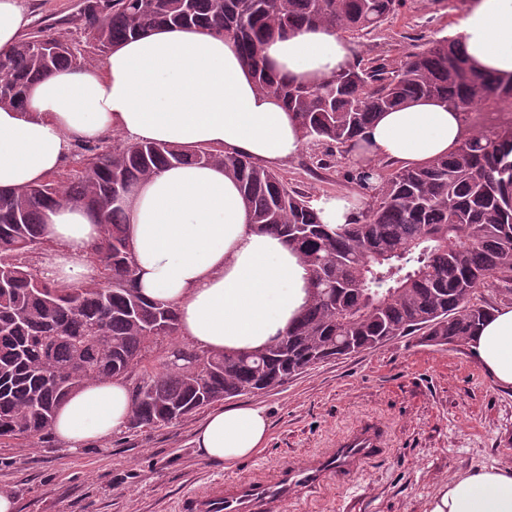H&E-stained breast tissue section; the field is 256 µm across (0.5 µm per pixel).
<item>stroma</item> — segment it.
<instances>
[{"mask_svg":"<svg viewBox=\"0 0 512 512\" xmlns=\"http://www.w3.org/2000/svg\"><path fill=\"white\" fill-rule=\"evenodd\" d=\"M456 0H406L368 32H345L363 60H400L428 41L456 35ZM305 149L276 171L288 186L324 198H358L345 175L354 161L336 154L317 168ZM259 407L270 422L261 448L233 463L203 459L195 443L207 413L178 423L123 430L74 452L49 437L32 447L0 444V492L14 512H180L183 501L226 479L271 475L285 462L330 447L356 422L389 431V448L364 470L341 478L287 512H427L462 474L512 467V390L472 359L468 343L432 346L401 336L384 346L313 366L284 385L232 398Z\"/></svg>","mask_w":512,"mask_h":512,"instance_id":"1","label":"stroma"}]
</instances>
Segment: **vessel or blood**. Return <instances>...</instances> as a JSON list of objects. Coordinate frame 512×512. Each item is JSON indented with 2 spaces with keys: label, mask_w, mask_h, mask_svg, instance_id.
<instances>
[{
  "label": "vessel or blood",
  "mask_w": 512,
  "mask_h": 512,
  "mask_svg": "<svg viewBox=\"0 0 512 512\" xmlns=\"http://www.w3.org/2000/svg\"><path fill=\"white\" fill-rule=\"evenodd\" d=\"M384 446V431L363 422L337 438L333 447L296 458L274 477L211 484L188 497L182 512H283L288 504L322 491L336 476L363 469Z\"/></svg>",
  "instance_id": "1"
}]
</instances>
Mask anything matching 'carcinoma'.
Instances as JSON below:
<instances>
[{
	"mask_svg": "<svg viewBox=\"0 0 512 512\" xmlns=\"http://www.w3.org/2000/svg\"><path fill=\"white\" fill-rule=\"evenodd\" d=\"M404 0H84V55L52 24L0 49V107L23 109L33 84L156 26H197L238 44L257 88L292 112L330 158L358 154L350 182L364 190L357 219L322 223L315 199L272 170L221 149L78 140L75 173L0 192V440L33 446L58 406L99 380L129 385L128 428L181 420L225 399L270 390L318 363L417 334L434 346L475 335L512 302V77L478 71L458 37L435 39L392 65L355 58L318 83L271 71L260 46L302 29L368 31ZM421 98L461 112L457 148L386 173L362 133L383 112ZM177 164H219L237 181L251 226L280 237L310 267L309 305L272 344L249 352L178 346L174 304L144 297L125 204L141 181ZM76 203L103 235L101 281L80 288L40 280L44 212ZM495 289L487 298L484 291Z\"/></svg>",
	"mask_w": 512,
	"mask_h": 512,
	"instance_id": "obj_1",
	"label": "carcinoma"
}]
</instances>
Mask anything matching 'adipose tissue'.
Masks as SVG:
<instances>
[{"label":"adipose tissue","instance_id":"adipose-tissue-1","mask_svg":"<svg viewBox=\"0 0 512 512\" xmlns=\"http://www.w3.org/2000/svg\"><path fill=\"white\" fill-rule=\"evenodd\" d=\"M469 58L512 76V0H470L458 21ZM279 74L320 81L339 73L355 47L327 28L263 43ZM108 133L127 143L162 142L243 154L264 166L295 158L306 140L288 110L257 90L236 42L205 29H154L115 46L102 66L71 64L35 84L24 109L0 108V190L42 182L74 140ZM465 135L462 116L422 99L382 113L364 132L372 159L406 164L450 153ZM129 239L141 293L175 304L182 336L221 352L270 344L309 301L310 271L276 236L255 232L236 182L215 165H178L142 182L127 201ZM102 236L79 204L46 213L39 268L62 285L97 278L91 259ZM475 361L512 388V307L491 315L469 340ZM131 411L123 384L97 382L58 409L54 434L66 450L121 432ZM263 410L212 411L197 433L201 456L233 462L266 438ZM429 512H512V467L456 477Z\"/></svg>","mask_w":512,"mask_h":512}]
</instances>
